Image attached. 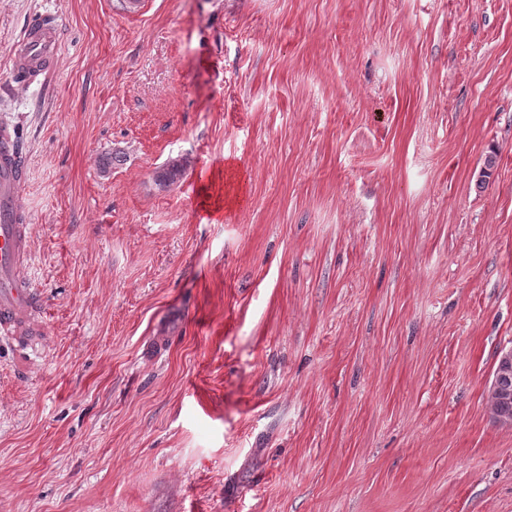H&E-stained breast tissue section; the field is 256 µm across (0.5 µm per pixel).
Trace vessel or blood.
<instances>
[{"label":"vessel or blood","mask_w":512,"mask_h":512,"mask_svg":"<svg viewBox=\"0 0 512 512\" xmlns=\"http://www.w3.org/2000/svg\"><path fill=\"white\" fill-rule=\"evenodd\" d=\"M55 20L31 21L13 51L11 80L21 87L38 84L60 52ZM27 161L14 131L0 128V335L29 342L43 332L42 297L24 270L28 265V216L17 205Z\"/></svg>","instance_id":"b4317fda"}]
</instances>
